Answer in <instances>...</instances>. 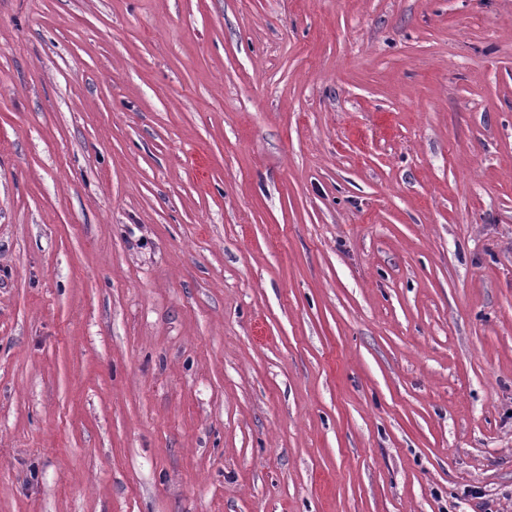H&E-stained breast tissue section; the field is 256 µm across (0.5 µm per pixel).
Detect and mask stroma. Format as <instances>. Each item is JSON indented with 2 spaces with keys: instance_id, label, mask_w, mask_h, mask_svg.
Segmentation results:
<instances>
[{
  "instance_id": "35a3bbf8",
  "label": "stroma",
  "mask_w": 512,
  "mask_h": 512,
  "mask_svg": "<svg viewBox=\"0 0 512 512\" xmlns=\"http://www.w3.org/2000/svg\"><path fill=\"white\" fill-rule=\"evenodd\" d=\"M0 512H512V0H0Z\"/></svg>"
}]
</instances>
